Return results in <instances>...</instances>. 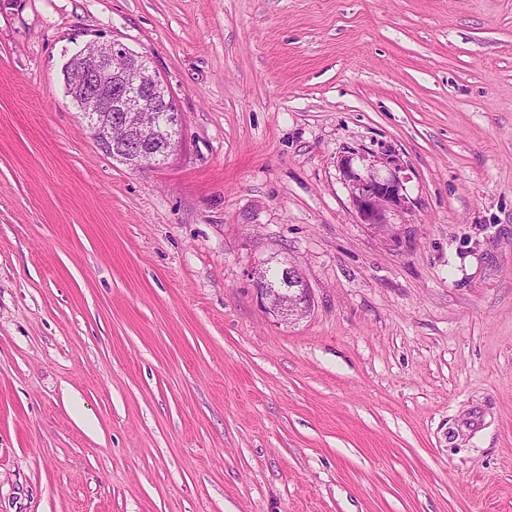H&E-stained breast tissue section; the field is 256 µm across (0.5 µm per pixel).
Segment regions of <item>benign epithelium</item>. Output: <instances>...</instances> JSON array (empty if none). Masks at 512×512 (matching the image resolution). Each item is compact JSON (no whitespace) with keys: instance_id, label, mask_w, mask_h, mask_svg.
Listing matches in <instances>:
<instances>
[{"instance_id":"7a95c632","label":"benign epithelium","mask_w":512,"mask_h":512,"mask_svg":"<svg viewBox=\"0 0 512 512\" xmlns=\"http://www.w3.org/2000/svg\"><path fill=\"white\" fill-rule=\"evenodd\" d=\"M66 89L79 108L97 147L105 154L119 149L121 157L143 166L154 164L156 135L142 131L146 111L160 122L163 110L174 111L165 86L145 59L117 40L97 43L94 53L83 50L67 63ZM371 158L363 168L353 166V157ZM391 166L388 175L379 174L377 165ZM352 203L359 223L383 234L392 232V217L409 210V198L400 168L390 151L380 154L356 150L341 160ZM260 298L269 314L289 323L302 320L314 306L310 288L295 264L282 268V284L268 287L267 269L254 270Z\"/></svg>"}]
</instances>
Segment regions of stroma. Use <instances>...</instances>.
Wrapping results in <instances>:
<instances>
[{
  "label": "stroma",
  "instance_id": "stroma-1",
  "mask_svg": "<svg viewBox=\"0 0 512 512\" xmlns=\"http://www.w3.org/2000/svg\"><path fill=\"white\" fill-rule=\"evenodd\" d=\"M95 39L164 165L86 131ZM383 147L391 237L339 167ZM0 512H512V0H0ZM97 50L87 48L67 63L66 89L79 108L84 123L97 147L112 157V148L119 157L142 166L153 165V151L161 112L174 107L156 71L142 56L131 52L117 40L99 42ZM125 62L123 66L114 61ZM80 75L73 79V73ZM155 115L154 133L142 131L143 112ZM176 112V111H174ZM123 133L118 138L117 133ZM252 277L261 300L268 305L269 314L288 323L302 320L310 314L314 306L312 294L297 265L289 264L282 268L279 288H268L265 266L256 268Z\"/></svg>",
  "mask_w": 512,
  "mask_h": 512
}]
</instances>
